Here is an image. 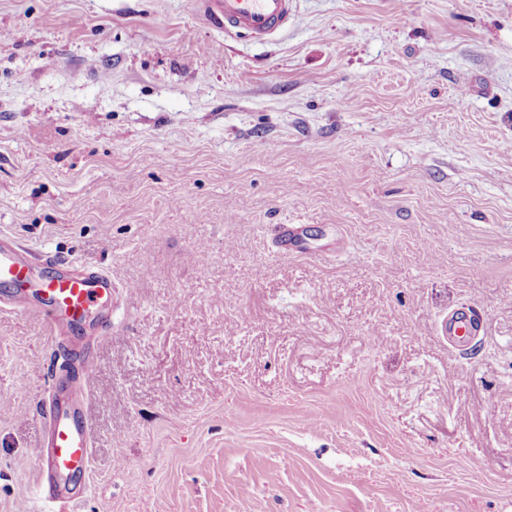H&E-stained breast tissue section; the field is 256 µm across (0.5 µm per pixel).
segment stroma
<instances>
[{
    "label": "stroma",
    "instance_id": "stroma-1",
    "mask_svg": "<svg viewBox=\"0 0 512 512\" xmlns=\"http://www.w3.org/2000/svg\"><path fill=\"white\" fill-rule=\"evenodd\" d=\"M291 5L0 0V245L133 289L74 512H512V0ZM56 360L0 311V512ZM200 15L225 36L264 40L288 24L290 0H201Z\"/></svg>",
    "mask_w": 512,
    "mask_h": 512
}]
</instances>
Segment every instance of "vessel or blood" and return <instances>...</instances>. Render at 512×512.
Returning a JSON list of instances; mask_svg holds the SVG:
<instances>
[{"instance_id": "b4317fda", "label": "vessel or blood", "mask_w": 512, "mask_h": 512, "mask_svg": "<svg viewBox=\"0 0 512 512\" xmlns=\"http://www.w3.org/2000/svg\"><path fill=\"white\" fill-rule=\"evenodd\" d=\"M290 0H201L200 15L210 27L226 35L264 40L284 27ZM49 275L36 277L24 249L0 246V282L9 291L0 303L10 310L41 317L60 332L59 345L78 351L75 386L67 393L51 390L43 407L46 434L37 487L45 499L76 505L80 492L71 488L73 477L88 479L93 457L92 418L87 401L94 359L91 343H76L72 325L112 297V278L105 272L57 271L53 257L42 260Z\"/></svg>"}]
</instances>
